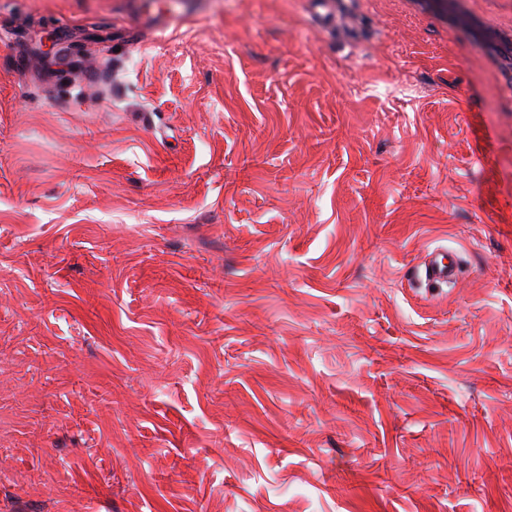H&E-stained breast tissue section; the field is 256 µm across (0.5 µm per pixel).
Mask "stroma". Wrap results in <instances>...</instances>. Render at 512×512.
I'll return each instance as SVG.
<instances>
[{
    "label": "stroma",
    "instance_id": "stroma-1",
    "mask_svg": "<svg viewBox=\"0 0 512 512\" xmlns=\"http://www.w3.org/2000/svg\"><path fill=\"white\" fill-rule=\"evenodd\" d=\"M351 2L0 0V498L512 512V106ZM186 17L173 10L159 8L155 13L145 18L146 26L156 35H163L171 28H177L185 22ZM409 280L425 281L429 285H453L459 278V258L455 251L438 246L408 272Z\"/></svg>",
    "mask_w": 512,
    "mask_h": 512
}]
</instances>
